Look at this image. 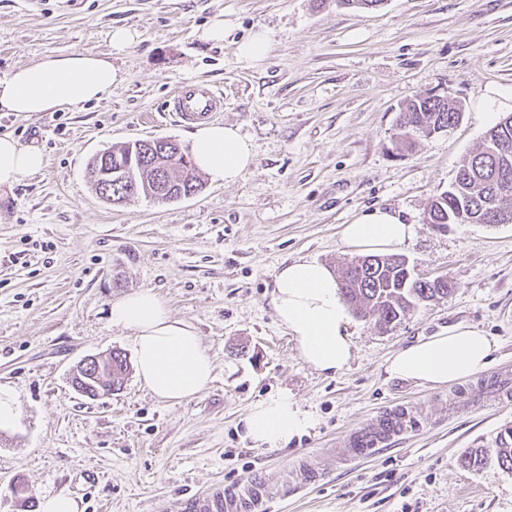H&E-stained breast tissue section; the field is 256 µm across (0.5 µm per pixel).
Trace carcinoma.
<instances>
[{
    "instance_id": "1",
    "label": "carcinoma",
    "mask_w": 512,
    "mask_h": 512,
    "mask_svg": "<svg viewBox=\"0 0 512 512\" xmlns=\"http://www.w3.org/2000/svg\"><path fill=\"white\" fill-rule=\"evenodd\" d=\"M462 108L446 96L429 94L407 103L400 113V130L404 142L411 144L427 138L436 129L454 126L459 122ZM506 143L512 148V115L492 126L482 146L463 159L448 190L440 193L425 216L428 224H492L498 211L512 214V153L499 155L493 147ZM134 154L140 163L134 174L112 177V193L127 192L132 183L137 191L131 196L145 195L146 183L154 177V155L149 147L130 148L126 143L112 150V158L128 161ZM163 177L170 181L175 194L195 195L203 189L193 161L178 157ZM463 215L458 221L456 217ZM452 285L431 288L414 276L405 266V259L397 255H370L353 261L344 271L341 293L353 307L369 309L377 315L381 326H388L408 314L415 305L436 299H445ZM495 459L498 465L512 471V427L501 431L496 440Z\"/></svg>"
}]
</instances>
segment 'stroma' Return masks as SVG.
<instances>
[{"instance_id": "obj_1", "label": "stroma", "mask_w": 512, "mask_h": 512, "mask_svg": "<svg viewBox=\"0 0 512 512\" xmlns=\"http://www.w3.org/2000/svg\"><path fill=\"white\" fill-rule=\"evenodd\" d=\"M219 14L223 43L201 40ZM115 27L136 41L112 49ZM259 29L269 55L244 66L235 44ZM70 52L111 55L123 82L81 112H0V135L47 157L0 189V384L21 409L20 428L0 432V512H38L58 493L83 512H176L189 495L252 477L273 491L260 512H512V473L462 462L512 426V401L495 389L512 372V224L424 221L461 160L512 114V0H0V76ZM186 81L223 92L215 120L251 140L253 165L178 201L98 198L87 170L97 152L161 137L189 148L192 125L166 109ZM427 93L462 118L402 147L399 114ZM378 207L414 225L399 252L415 272L455 289L386 329L352 314L351 361L319 372L274 313L275 273L298 258L341 272L355 258L343 225ZM144 288L194 327L213 381L179 403L133 371L118 391L78 394L71 371L84 357L134 359L110 309ZM459 323L495 340L485 371L441 387L387 377L400 348ZM280 395L311 427L286 447L251 448L242 418ZM392 410L411 428L351 459L354 435ZM307 460L314 481L295 480Z\"/></svg>"}]
</instances>
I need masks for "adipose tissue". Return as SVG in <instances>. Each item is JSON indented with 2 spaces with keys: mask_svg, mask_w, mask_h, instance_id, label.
Segmentation results:
<instances>
[{
  "mask_svg": "<svg viewBox=\"0 0 512 512\" xmlns=\"http://www.w3.org/2000/svg\"><path fill=\"white\" fill-rule=\"evenodd\" d=\"M111 59L72 52L42 57L0 78V112L79 111L121 83ZM191 152L211 180L236 182L252 165L251 142L230 124L208 123L192 133ZM45 166L42 149L0 136V187ZM414 225L399 214L377 208L343 228L345 246L354 253L377 254L410 241ZM271 305L295 337L302 360L314 369L336 373L353 357L346 332L350 313L339 295L333 271L316 260L283 263L274 277ZM113 324L131 330L139 378L156 397L179 402L203 392L213 380V360L193 328L173 319L153 290L128 294L112 306ZM495 350L492 338L468 325L428 336L399 349L386 363L388 377L442 386L484 371ZM308 414L289 396L253 404L242 419L244 436L254 448H281L306 431Z\"/></svg>",
  "mask_w": 512,
  "mask_h": 512,
  "instance_id": "adipose-tissue-1",
  "label": "adipose tissue"
}]
</instances>
